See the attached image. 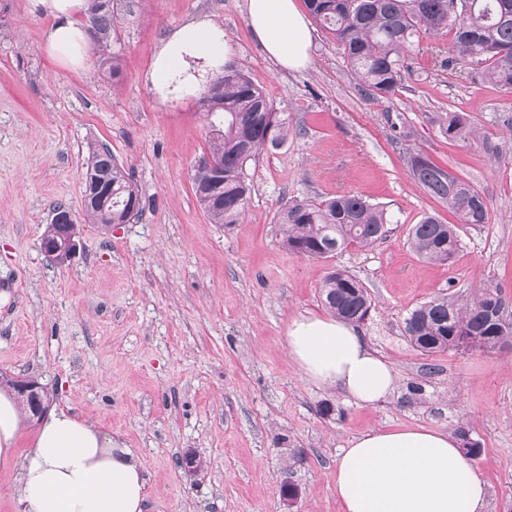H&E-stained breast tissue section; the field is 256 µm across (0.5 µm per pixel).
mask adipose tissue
I'll list each match as a JSON object with an SVG mask.
<instances>
[{"label":"adipose tissue","instance_id":"obj_1","mask_svg":"<svg viewBox=\"0 0 512 512\" xmlns=\"http://www.w3.org/2000/svg\"><path fill=\"white\" fill-rule=\"evenodd\" d=\"M87 0H28L47 18L46 51L73 69L84 66L89 42L81 21ZM253 36L283 69L309 62L312 29L297 0H247ZM232 54L209 15L173 27L145 74L161 101L180 100L221 74ZM288 355L308 382L335 388L359 406L391 394L393 365L350 323L332 316L293 320ZM25 456H18L21 440ZM0 467L16 469L20 512H145L146 479L131 449L65 409L29 424L19 400L0 389ZM340 512H486L487 484L447 430L422 425L370 430L340 449L333 475Z\"/></svg>","mask_w":512,"mask_h":512}]
</instances>
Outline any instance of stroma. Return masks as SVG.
Returning a JSON list of instances; mask_svg holds the SVG:
<instances>
[{"mask_svg":"<svg viewBox=\"0 0 512 512\" xmlns=\"http://www.w3.org/2000/svg\"><path fill=\"white\" fill-rule=\"evenodd\" d=\"M0 18V375L36 380L53 408L95 424L141 461L147 512H339L336 456L371 429L427 425L467 432L482 452L487 512H512V347L427 354L404 320L421 303L488 285L512 298V91L481 67L452 62L453 34H420L411 69L373 103L342 50L315 28L310 62L285 71L252 35L244 0H117L110 47L120 75H98L88 48L71 69L42 45L45 18L7 0ZM206 14L232 63L272 99L288 134L250 172L238 224L209 223L192 174L211 124L199 93L165 103L144 75L166 32ZM464 112L476 135L444 138L436 114ZM404 118L414 132L396 139ZM108 145L132 172L143 208L130 223L84 221L82 175ZM422 148L490 204L485 224L455 216L411 178ZM355 192L386 211L391 232L366 248L313 259L289 251L275 224L293 198ZM79 223L83 249L49 261L40 238L55 204ZM435 213L458 226L447 265L419 257L411 227ZM343 267L373 307L358 326L395 367L393 392L371 407L306 383L288 358L289 324L325 314L319 289ZM194 454L199 472L180 460ZM297 496L285 500L283 484Z\"/></svg>","mask_w":512,"mask_h":512,"instance_id":"35a3bbf8","label":"stroma"}]
</instances>
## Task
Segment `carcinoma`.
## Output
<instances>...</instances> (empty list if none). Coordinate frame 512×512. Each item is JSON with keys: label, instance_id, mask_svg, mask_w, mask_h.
<instances>
[{"label": "carcinoma", "instance_id": "cac0c4a2", "mask_svg": "<svg viewBox=\"0 0 512 512\" xmlns=\"http://www.w3.org/2000/svg\"><path fill=\"white\" fill-rule=\"evenodd\" d=\"M315 21L340 46L361 80V94L373 101L386 99L403 79L405 55L420 32H453L455 59L484 66L485 78L512 90V0H304ZM87 30L91 41L105 50L117 38L118 8L109 0H90ZM210 116L222 115L211 130L202 158L216 169H195L216 201L198 186L195 197L212 224L239 222L251 199L249 168L267 145L284 139L288 127L280 121L266 91L239 69L216 77L201 97ZM441 134L466 140L472 134L463 112L436 116ZM410 176L428 195L445 204L461 224H485L489 204L468 181L453 175L421 150L407 152ZM88 182L112 185V212L98 206L85 209L90 224L129 222L141 211V197L132 175L107 147L89 156ZM276 224L288 250L310 258L327 259L351 246L365 247L386 237L383 208L354 193L328 198L292 199L277 212ZM411 248L437 264L450 262L459 250L457 227L435 215L413 225ZM322 304L336 317L360 322L372 308L368 289L351 272L330 270L320 287ZM405 335L416 337L419 350H453L455 339L466 336L472 348L492 352L512 338V300L499 287L488 286L472 296H440L422 303L405 319Z\"/></svg>", "mask_w": 512, "mask_h": 512}]
</instances>
